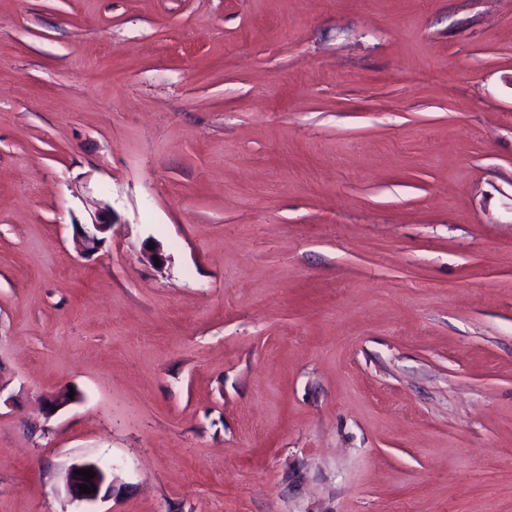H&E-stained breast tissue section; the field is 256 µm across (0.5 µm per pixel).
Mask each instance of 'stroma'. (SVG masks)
Wrapping results in <instances>:
<instances>
[{
  "mask_svg": "<svg viewBox=\"0 0 512 512\" xmlns=\"http://www.w3.org/2000/svg\"><path fill=\"white\" fill-rule=\"evenodd\" d=\"M0 364V512H512V0H0ZM91 225L92 230H86L82 224L75 225L77 237L79 238L83 250L86 252H92L98 249L103 239L99 237V235L107 232L111 228L112 222L108 220L104 212H101L98 213L95 223ZM78 469H92L95 477L86 482L82 475L75 474V470ZM82 484L89 486L90 494L81 493L79 485ZM92 485H95V488H92ZM65 486L70 497L77 501L96 502L112 495V483L108 481V473L96 461H82L71 465L65 474Z\"/></svg>",
  "mask_w": 512,
  "mask_h": 512,
  "instance_id": "35a3bbf8",
  "label": "stroma"
}]
</instances>
